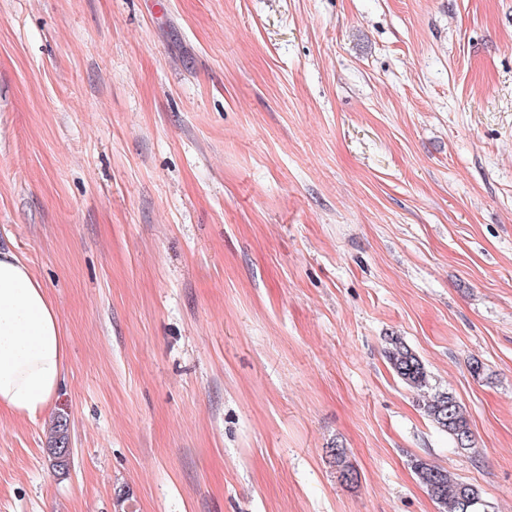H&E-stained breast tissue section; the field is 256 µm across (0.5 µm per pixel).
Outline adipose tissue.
Listing matches in <instances>:
<instances>
[{"label": "adipose tissue", "instance_id": "1", "mask_svg": "<svg viewBox=\"0 0 512 512\" xmlns=\"http://www.w3.org/2000/svg\"><path fill=\"white\" fill-rule=\"evenodd\" d=\"M67 339L56 305L28 263L0 250V413L33 419L64 379Z\"/></svg>", "mask_w": 512, "mask_h": 512}]
</instances>
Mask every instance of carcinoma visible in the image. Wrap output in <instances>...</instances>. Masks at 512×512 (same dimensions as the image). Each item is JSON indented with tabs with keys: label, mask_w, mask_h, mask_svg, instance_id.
<instances>
[{
	"label": "carcinoma",
	"mask_w": 512,
	"mask_h": 512,
	"mask_svg": "<svg viewBox=\"0 0 512 512\" xmlns=\"http://www.w3.org/2000/svg\"><path fill=\"white\" fill-rule=\"evenodd\" d=\"M385 357L396 377L422 394L419 406L435 426L447 433L456 447L462 450L472 448L474 435L467 410L453 394L432 389L426 366L402 337L389 336L385 339ZM69 437L67 417L57 416L50 429L47 451L54 459L55 466L61 470L67 469L69 463L60 461L57 451L69 442ZM412 465L432 499L439 505L440 512H488L487 502L474 486L423 459L414 460Z\"/></svg>",
	"instance_id": "carcinoma-1"
}]
</instances>
